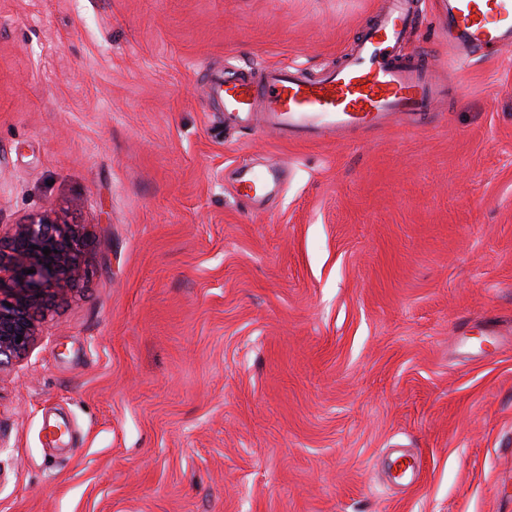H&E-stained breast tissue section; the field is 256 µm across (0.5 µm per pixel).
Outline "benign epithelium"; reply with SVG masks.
<instances>
[{
  "instance_id": "obj_1",
  "label": "benign epithelium",
  "mask_w": 512,
  "mask_h": 512,
  "mask_svg": "<svg viewBox=\"0 0 512 512\" xmlns=\"http://www.w3.org/2000/svg\"><path fill=\"white\" fill-rule=\"evenodd\" d=\"M45 248L51 253L43 254ZM86 275L80 225L52 212L0 225V371L29 354L42 325Z\"/></svg>"
}]
</instances>
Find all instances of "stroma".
I'll return each instance as SVG.
<instances>
[{
	"mask_svg": "<svg viewBox=\"0 0 512 512\" xmlns=\"http://www.w3.org/2000/svg\"><path fill=\"white\" fill-rule=\"evenodd\" d=\"M380 7L0 0V224L66 216L89 271L0 371V512H512V51L463 62L426 9L439 123L338 141L205 95L335 64ZM245 163L286 171L259 217Z\"/></svg>",
	"mask_w": 512,
	"mask_h": 512,
	"instance_id": "obj_1",
	"label": "stroma"
}]
</instances>
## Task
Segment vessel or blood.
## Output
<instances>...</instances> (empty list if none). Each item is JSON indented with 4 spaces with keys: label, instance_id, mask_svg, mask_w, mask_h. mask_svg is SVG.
<instances>
[{
    "label": "vessel or blood",
    "instance_id": "b4317fda",
    "mask_svg": "<svg viewBox=\"0 0 512 512\" xmlns=\"http://www.w3.org/2000/svg\"><path fill=\"white\" fill-rule=\"evenodd\" d=\"M441 35L464 58L484 48L512 49V0H441ZM419 19L417 0H386L350 55L317 74L301 65L248 63L210 71V97L227 124L253 127L285 141L342 138L355 130L390 125L416 128L435 116L448 84L422 51L402 53ZM276 170L236 174L237 196L262 213Z\"/></svg>",
    "mask_w": 512,
    "mask_h": 512
}]
</instances>
